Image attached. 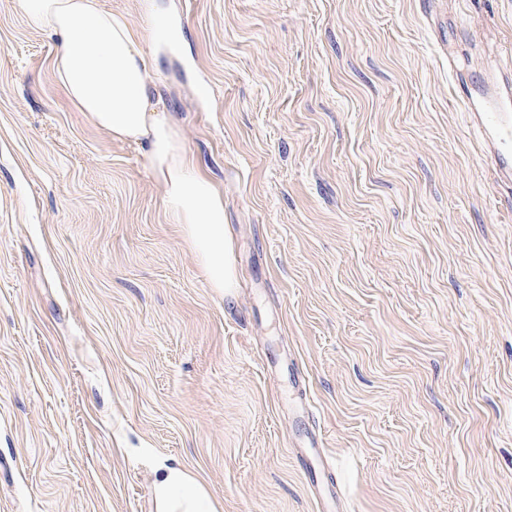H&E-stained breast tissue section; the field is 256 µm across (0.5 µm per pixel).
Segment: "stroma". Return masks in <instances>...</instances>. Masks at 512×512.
Listing matches in <instances>:
<instances>
[{
    "label": "stroma",
    "instance_id": "obj_1",
    "mask_svg": "<svg viewBox=\"0 0 512 512\" xmlns=\"http://www.w3.org/2000/svg\"><path fill=\"white\" fill-rule=\"evenodd\" d=\"M101 2L224 194L237 287L0 0V512H155L158 460L219 512L332 483L336 512H512V182L458 91L493 90L512 0Z\"/></svg>",
    "mask_w": 512,
    "mask_h": 512
}]
</instances>
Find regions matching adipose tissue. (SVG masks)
I'll use <instances>...</instances> for the list:
<instances>
[{
    "label": "adipose tissue",
    "mask_w": 512,
    "mask_h": 512,
    "mask_svg": "<svg viewBox=\"0 0 512 512\" xmlns=\"http://www.w3.org/2000/svg\"><path fill=\"white\" fill-rule=\"evenodd\" d=\"M31 28L58 37L51 61L71 102L112 139L144 147L162 189L166 214L180 224L209 284L224 295L236 286L224 197L185 149L176 129L153 109L149 63L126 16L100 0H24ZM156 512H218L203 482L181 465L153 470Z\"/></svg>",
    "instance_id": "obj_1"
}]
</instances>
